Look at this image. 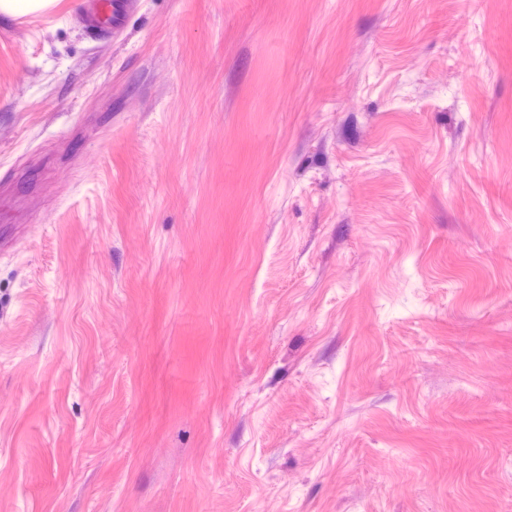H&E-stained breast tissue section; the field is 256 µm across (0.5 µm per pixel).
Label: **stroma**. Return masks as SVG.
I'll list each match as a JSON object with an SVG mask.
<instances>
[{
	"label": "stroma",
	"mask_w": 512,
	"mask_h": 512,
	"mask_svg": "<svg viewBox=\"0 0 512 512\" xmlns=\"http://www.w3.org/2000/svg\"><path fill=\"white\" fill-rule=\"evenodd\" d=\"M0 12V512H512V0Z\"/></svg>",
	"instance_id": "obj_1"
}]
</instances>
